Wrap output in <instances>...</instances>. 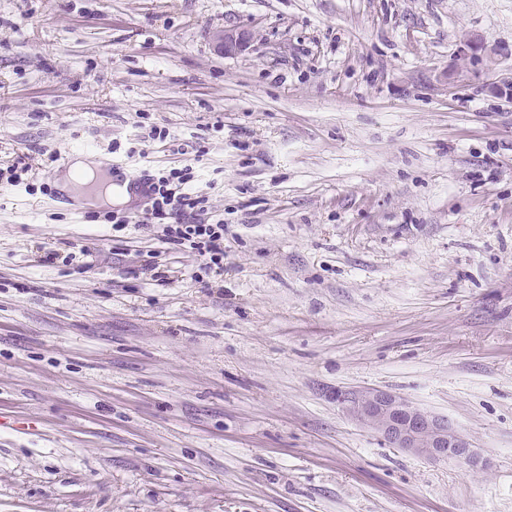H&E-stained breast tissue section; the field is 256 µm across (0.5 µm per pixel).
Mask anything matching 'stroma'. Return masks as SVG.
<instances>
[{"label": "stroma", "instance_id": "1", "mask_svg": "<svg viewBox=\"0 0 512 512\" xmlns=\"http://www.w3.org/2000/svg\"><path fill=\"white\" fill-rule=\"evenodd\" d=\"M154 125L203 156L127 157ZM31 147L0 183V512H512V0H0V168ZM67 159L193 166L223 276L74 210ZM356 387L482 464L393 447ZM255 40V31L249 28H225L220 36L224 54H236L248 50ZM336 403L352 419L381 434L401 450L440 461L457 459L477 465L475 448L448 423L447 417L434 415L386 390L353 388L336 390Z\"/></svg>", "mask_w": 512, "mask_h": 512}]
</instances>
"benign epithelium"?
<instances>
[{"label": "benign epithelium", "instance_id": "benign-epithelium-1", "mask_svg": "<svg viewBox=\"0 0 512 512\" xmlns=\"http://www.w3.org/2000/svg\"><path fill=\"white\" fill-rule=\"evenodd\" d=\"M254 40L255 31L249 28H226L220 36L226 54L246 51ZM334 399L352 419L396 448L433 461L457 459L473 465L480 461L477 450L451 428L447 417L421 410L392 392L353 388L336 391Z\"/></svg>", "mask_w": 512, "mask_h": 512}]
</instances>
